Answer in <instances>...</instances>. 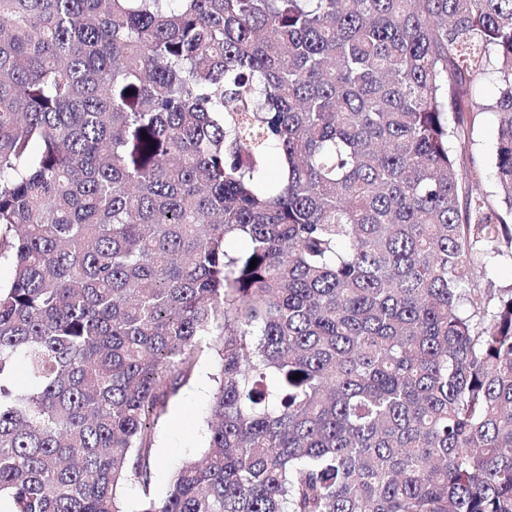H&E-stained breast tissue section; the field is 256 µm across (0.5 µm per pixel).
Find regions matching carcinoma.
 Listing matches in <instances>:
<instances>
[{
    "instance_id": "cac0c4a2",
    "label": "carcinoma",
    "mask_w": 512,
    "mask_h": 512,
    "mask_svg": "<svg viewBox=\"0 0 512 512\" xmlns=\"http://www.w3.org/2000/svg\"><path fill=\"white\" fill-rule=\"evenodd\" d=\"M490 71L497 207L451 148ZM501 257L512 0H0L3 512H126L129 479L138 512H512ZM206 349L208 444L157 500ZM512 283V261L510 258H501L488 269L484 287L500 288ZM217 356L214 350L203 355L195 375L169 404L167 414L158 422L152 455L157 461L150 494L164 498L173 470L182 462L204 452L208 438L206 417L217 382Z\"/></svg>"
}]
</instances>
